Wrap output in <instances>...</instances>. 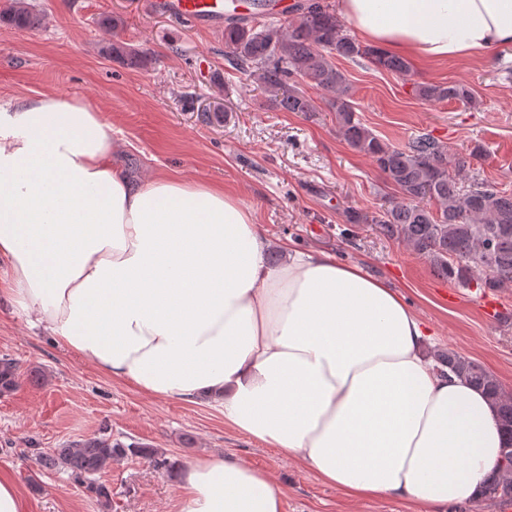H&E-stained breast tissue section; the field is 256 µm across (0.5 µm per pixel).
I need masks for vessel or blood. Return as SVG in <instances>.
I'll use <instances>...</instances> for the list:
<instances>
[{"label": "vessel or blood", "mask_w": 512, "mask_h": 512, "mask_svg": "<svg viewBox=\"0 0 512 512\" xmlns=\"http://www.w3.org/2000/svg\"><path fill=\"white\" fill-rule=\"evenodd\" d=\"M146 14H161L187 25H207L223 28L226 14L246 18L250 12L245 0H237L226 8L224 0H146Z\"/></svg>", "instance_id": "obj_1"}]
</instances>
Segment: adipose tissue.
<instances>
[{
	"label": "adipose tissue",
	"instance_id": "1",
	"mask_svg": "<svg viewBox=\"0 0 512 512\" xmlns=\"http://www.w3.org/2000/svg\"><path fill=\"white\" fill-rule=\"evenodd\" d=\"M367 43L427 63L512 46V0H339ZM118 131L78 98L0 108V296L100 372L154 397L206 399L344 496L476 500L507 469L497 412L424 355L422 319L384 280L326 252L267 261L222 187L133 178ZM177 512H282L237 459L177 477Z\"/></svg>",
	"mask_w": 512,
	"mask_h": 512
}]
</instances>
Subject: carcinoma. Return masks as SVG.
<instances>
[{
  "mask_svg": "<svg viewBox=\"0 0 512 512\" xmlns=\"http://www.w3.org/2000/svg\"><path fill=\"white\" fill-rule=\"evenodd\" d=\"M299 10V19L285 27L258 28L240 18L228 19L224 25V55L232 70L248 77L284 112L316 111L314 100L293 85L298 79L331 96L345 140L372 159L401 198L372 215L352 210L348 223L375 225L385 238L401 242L425 257L435 276L462 287L474 286L484 292L511 286L512 193L477 179L466 189L460 184V176L470 168L471 161L480 157L481 147L459 155L448 153L447 146L428 134L411 138L403 148L381 140L356 118L347 79L332 58L363 57L401 75L409 72L408 61L361 45L322 0H309ZM0 20L31 28L39 16L24 0H14L9 9L0 12ZM417 93L425 101L455 100L478 105L472 89L465 85L423 84ZM438 360L483 390L495 405L501 428L512 446V393L474 359L450 351L438 355ZM17 382V364L11 358H0V394L13 390ZM129 452L154 455L149 448L114 444L112 437L102 435L68 443L37 456V460L46 468L67 472L107 503L109 490L96 483L94 476ZM483 499L512 502V472L489 477Z\"/></svg>",
  "mask_w": 512,
  "mask_h": 512,
  "instance_id": "cac0c4a2",
  "label": "carcinoma"
}]
</instances>
